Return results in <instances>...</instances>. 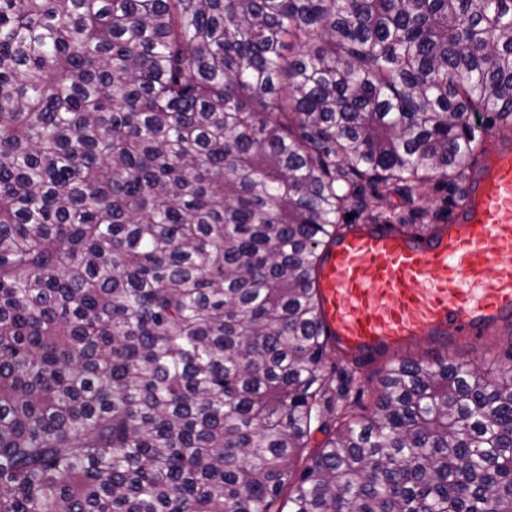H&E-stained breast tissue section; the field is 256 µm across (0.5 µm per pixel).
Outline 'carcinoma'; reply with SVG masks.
I'll return each instance as SVG.
<instances>
[{
	"label": "carcinoma",
	"mask_w": 512,
	"mask_h": 512,
	"mask_svg": "<svg viewBox=\"0 0 512 512\" xmlns=\"http://www.w3.org/2000/svg\"><path fill=\"white\" fill-rule=\"evenodd\" d=\"M477 112L512 0H0V512H512V365L353 413L316 288L357 181L457 178Z\"/></svg>",
	"instance_id": "obj_1"
}]
</instances>
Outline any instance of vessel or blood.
Returning <instances> with one entry per match:
<instances>
[{
	"mask_svg": "<svg viewBox=\"0 0 512 512\" xmlns=\"http://www.w3.org/2000/svg\"><path fill=\"white\" fill-rule=\"evenodd\" d=\"M512 149L481 161L447 223L425 234L352 224L317 267L323 325L341 352L369 358L421 333L476 336L512 314Z\"/></svg>",
	"mask_w": 512,
	"mask_h": 512,
	"instance_id": "1",
	"label": "vessel or blood"
}]
</instances>
